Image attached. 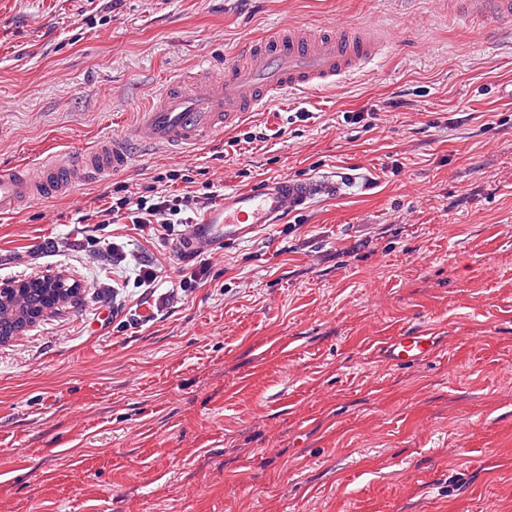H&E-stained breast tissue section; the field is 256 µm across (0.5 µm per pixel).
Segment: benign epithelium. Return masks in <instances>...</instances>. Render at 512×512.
Returning <instances> with one entry per match:
<instances>
[{
	"instance_id": "1",
	"label": "benign epithelium",
	"mask_w": 512,
	"mask_h": 512,
	"mask_svg": "<svg viewBox=\"0 0 512 512\" xmlns=\"http://www.w3.org/2000/svg\"><path fill=\"white\" fill-rule=\"evenodd\" d=\"M37 291L42 304L24 311L16 320L0 322V341L5 343L22 334L44 317L60 310L80 292V286L61 274L35 275L21 282L0 285V304Z\"/></svg>"
}]
</instances>
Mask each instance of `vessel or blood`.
<instances>
[{
  "label": "vessel or blood",
  "instance_id": "vessel-or-blood-1",
  "mask_svg": "<svg viewBox=\"0 0 512 512\" xmlns=\"http://www.w3.org/2000/svg\"><path fill=\"white\" fill-rule=\"evenodd\" d=\"M461 13L512 19V0H458ZM384 40L370 28L337 32L301 25L278 28L250 45L245 56L204 67L191 77H170L142 112L132 134L98 142L80 152L54 151L36 162L0 167V217L27 203L71 191L86 178L104 179L128 168L138 148L186 149L232 128L245 113L264 111L291 92L327 89L364 70L381 53ZM312 179L288 176L249 189L225 192L194 224L193 243L239 238L280 221L319 195ZM432 349L426 337L408 333L390 346L393 360H416Z\"/></svg>",
  "mask_w": 512,
  "mask_h": 512
}]
</instances>
